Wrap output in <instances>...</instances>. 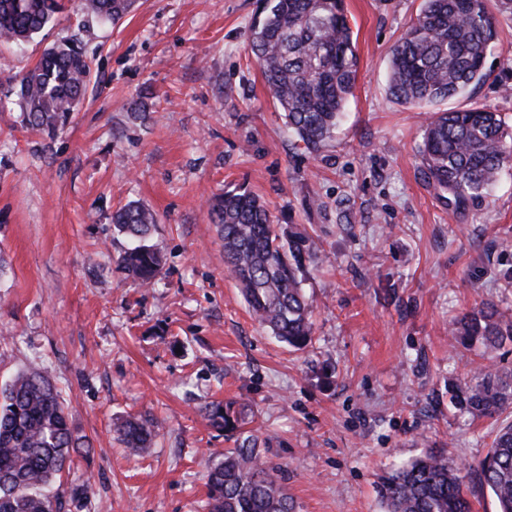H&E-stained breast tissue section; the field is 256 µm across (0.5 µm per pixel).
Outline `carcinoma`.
Here are the masks:
<instances>
[{"label": "carcinoma", "mask_w": 512, "mask_h": 512, "mask_svg": "<svg viewBox=\"0 0 512 512\" xmlns=\"http://www.w3.org/2000/svg\"><path fill=\"white\" fill-rule=\"evenodd\" d=\"M131 6L132 0H79L84 15L114 25ZM66 9L65 0H0V42L22 43ZM249 40L288 132L306 150L319 151L332 138L356 82L358 57L344 0H262ZM496 41L488 0H423L392 52L391 96L422 106L469 94L488 80L485 63ZM91 76L92 60L80 38L48 48L14 81L26 126L49 135L62 130ZM421 153L428 181L448 204L463 205L482 198L512 160V132L499 113L483 107L432 112ZM208 207L223 241L224 265L248 309L281 341L307 347L313 328L300 277L310 255L303 241L283 242L265 204L245 189L215 194ZM112 223L134 241L118 260L121 270L141 286L154 285L164 264L160 248L149 243L155 213L128 204ZM450 336L453 345L497 348L512 342V313L483 303L457 320ZM459 392V402L475 418L512 407V382L493 370L480 371ZM204 412L223 429L241 417L222 401L209 402ZM115 432L140 455L151 447L156 425L132 416ZM79 442L48 373L17 374L0 390V512H64L59 483ZM479 470L497 512H512V422L498 428ZM462 471L443 449L398 461L381 478L380 500L386 512H471ZM207 487L208 512H295L252 434L208 462Z\"/></svg>", "instance_id": "cac0c4a2"}]
</instances>
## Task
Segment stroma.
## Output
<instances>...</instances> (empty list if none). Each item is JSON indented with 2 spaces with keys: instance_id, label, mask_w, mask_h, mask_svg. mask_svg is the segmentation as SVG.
<instances>
[{
  "instance_id": "stroma-1",
  "label": "stroma",
  "mask_w": 512,
  "mask_h": 512,
  "mask_svg": "<svg viewBox=\"0 0 512 512\" xmlns=\"http://www.w3.org/2000/svg\"><path fill=\"white\" fill-rule=\"evenodd\" d=\"M260 0H135L118 24L76 13L21 45L0 43V386L47 366L85 445L69 512H207V461L235 437L203 412L234 403L296 512H384L393 463L446 449L471 512H497L478 466L500 419L455 402L475 361L512 372V343L451 350L484 302L512 309V161L486 196L449 208L425 177L426 111L388 93L391 53L422 0H345L359 58L333 139L288 136L248 46ZM489 80L434 111L482 106L512 127V0H491ZM78 36L92 79L71 123L23 127L8 77ZM146 111L147 122L133 117ZM243 187L280 234L305 240L313 340L298 351L250 314L224 266L208 199ZM153 209L165 255L153 287L119 270L112 215ZM157 423L148 455L113 426Z\"/></svg>"
}]
</instances>
